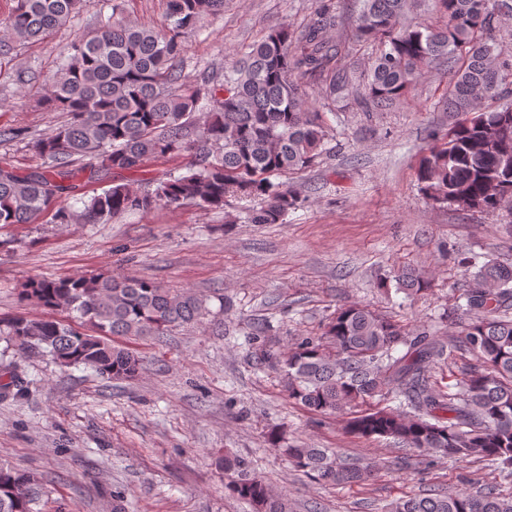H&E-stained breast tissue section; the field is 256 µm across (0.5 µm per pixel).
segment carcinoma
<instances>
[{
  "label": "carcinoma",
  "instance_id": "1",
  "mask_svg": "<svg viewBox=\"0 0 512 512\" xmlns=\"http://www.w3.org/2000/svg\"><path fill=\"white\" fill-rule=\"evenodd\" d=\"M420 2L360 0L353 33L378 43L360 81L341 63L347 33L327 5L300 31L273 29L224 74H202L191 84L182 79L184 38L222 10L224 0H169L161 30L115 17L100 24L67 48L47 80L45 105L70 119L28 142L41 165L25 174L0 167V229L31 224L51 208L55 224H104L187 202L220 209L236 197L260 201L249 223H281L303 198L272 178L305 170L327 153V113L310 107L303 84L319 83L328 98H350L363 112H380L406 97L435 61L448 64L445 107L462 119L420 157L421 190L439 205L512 211V165L493 150L495 143L512 149V105L480 107L512 84V56L503 54L494 36L496 17L511 12L512 3L432 0L446 22L431 28L407 21ZM80 6L81 0H17L0 53L50 34ZM184 154L190 156L184 173L133 178L151 158ZM87 158L95 164L85 166ZM114 171L132 179L112 182L79 211L62 204L78 195L82 179ZM459 265L472 318L446 344L352 304L337 310L319 336L263 359L282 368L289 398L313 412L346 413V430L355 437L511 468L512 265H480L469 256L460 257ZM394 278L407 290L429 286L414 268ZM20 295L50 311L76 314L90 331L16 315L0 317V339L20 354L45 352L63 366L83 365L108 379L134 377L142 365L135 350L113 337L160 335L208 313L194 290L138 278L28 279ZM455 351L475 356L477 364L446 391L431 386L433 367ZM4 369L0 392L21 395L24 380L16 366ZM269 442L296 470L322 483L363 482L373 468L328 448L289 445L280 433H271ZM218 465L224 489L253 512H288L245 459L226 454ZM38 499L32 473L0 464V512H37ZM385 512H512V496L493 486L479 495L436 491L395 500Z\"/></svg>",
  "mask_w": 512,
  "mask_h": 512
}]
</instances>
